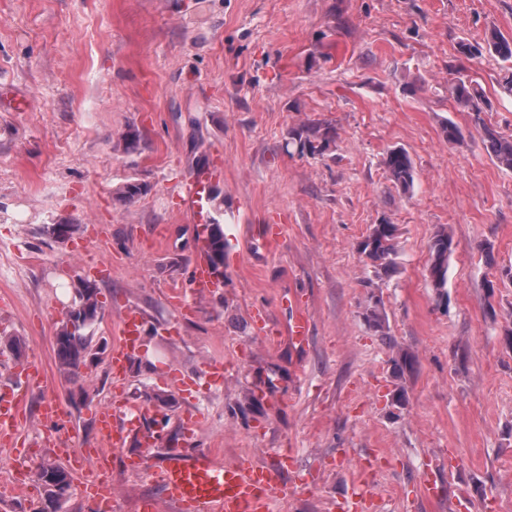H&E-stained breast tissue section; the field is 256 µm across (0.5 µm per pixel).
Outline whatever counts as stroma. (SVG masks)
<instances>
[{
  "label": "stroma",
  "instance_id": "obj_1",
  "mask_svg": "<svg viewBox=\"0 0 512 512\" xmlns=\"http://www.w3.org/2000/svg\"><path fill=\"white\" fill-rule=\"evenodd\" d=\"M493 29L512 37V0H0V385L24 360L43 375L23 391L22 450L0 446V480L17 469L29 481L5 512H98L75 487L49 504L35 478L55 458L41 409L58 400L63 431L94 440L131 306L144 331L123 390L156 438L151 458L178 448L272 464L290 452L277 512H332L356 485L377 512H512V171L448 93L466 68L485 122L512 135L503 64L483 50ZM449 121L462 144L446 141ZM315 122L334 131L323 154L282 151L288 130ZM130 127L138 151H113ZM396 147L413 162L408 195L385 173ZM203 169L223 201L224 285L182 305L169 292L188 288L213 213L184 212ZM127 179L148 186L130 205L113 197ZM385 220L398 256L380 278L359 244ZM56 224L73 231L59 238ZM442 228L457 249L439 292L428 266ZM86 279L104 315L68 379L54 338ZM376 302L396 348L362 318ZM298 310L309 333L296 347ZM400 350L413 360L401 374ZM142 451L135 439L113 456L119 512L161 497L123 465ZM438 457L450 463L431 499Z\"/></svg>",
  "mask_w": 512,
  "mask_h": 512
}]
</instances>
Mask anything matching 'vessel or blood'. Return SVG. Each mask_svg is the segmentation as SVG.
Listing matches in <instances>:
<instances>
[{"label":"vessel or blood","instance_id":"obj_1","mask_svg":"<svg viewBox=\"0 0 512 512\" xmlns=\"http://www.w3.org/2000/svg\"><path fill=\"white\" fill-rule=\"evenodd\" d=\"M189 274L195 293L205 294L221 287L222 281L205 254H197ZM143 321L137 310H127L119 324V338L112 348L110 366L114 381H121L127 361L142 337ZM24 422L19 396L0 399V442L16 436ZM98 446L81 458L70 452L71 436L49 432L48 439L57 456L77 473L82 491L97 496L99 476L112 463L113 450L125 447L139 433L140 419L132 415L122 393H115L111 404L95 412ZM288 454H281L277 465L261 463L252 456L240 457L232 467L224 466L215 455L200 452L184 455L172 448L156 466H148L145 455L127 457L125 467L134 472L149 471L173 512H274L278 497L287 495L282 474L288 467Z\"/></svg>","mask_w":512,"mask_h":512}]
</instances>
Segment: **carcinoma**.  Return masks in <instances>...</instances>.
Listing matches in <instances>:
<instances>
[{"label":"carcinoma","mask_w":512,"mask_h":512,"mask_svg":"<svg viewBox=\"0 0 512 512\" xmlns=\"http://www.w3.org/2000/svg\"><path fill=\"white\" fill-rule=\"evenodd\" d=\"M487 50L506 64L503 87L512 93V38L494 31L486 41ZM451 97L466 112L474 115V122L480 128L486 150L495 163L512 171V136H506L493 129L481 117L484 112V96L475 86L474 81L462 76L451 85ZM331 140L328 126L312 123L299 129H292L283 144V150L289 155L297 153L315 155L323 153ZM383 164L389 180L394 187L406 194L414 187V172L411 160L403 149H392L386 153ZM146 185L135 180H128L118 188L115 194L118 200L131 205L146 193ZM216 216L209 220L207 249L212 267L224 262V231L220 219L221 205H216ZM397 231L395 225L388 222L375 224L365 240L360 242L359 251L373 266L388 273L396 264ZM457 243L445 229H440L431 245V261L428 267L429 277L434 288L442 290L447 283L448 260L456 251ZM96 285L86 281L79 290L78 299L69 311L55 337V352L60 369L67 376L77 374L85 363L89 352L91 336L89 330L103 316V305L99 302ZM363 319L370 329L382 336L388 347L395 346L389 336L385 318L378 305H373L363 313ZM37 480L44 486L47 499L51 503L59 501L71 486L70 473L59 463H45L36 474Z\"/></svg>","instance_id":"obj_1"}]
</instances>
